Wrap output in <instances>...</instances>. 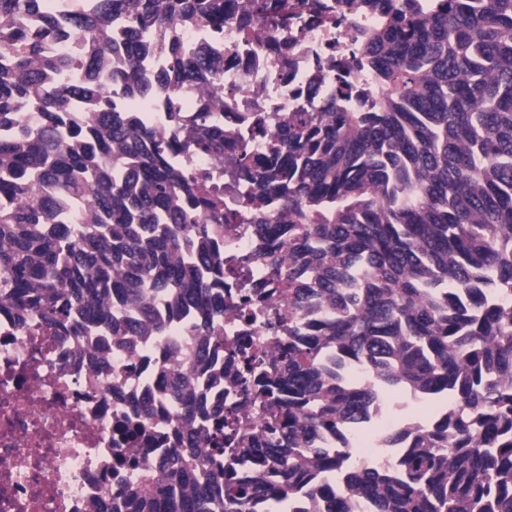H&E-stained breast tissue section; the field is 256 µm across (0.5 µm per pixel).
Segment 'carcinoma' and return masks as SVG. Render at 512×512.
Listing matches in <instances>:
<instances>
[{
    "instance_id": "carcinoma-1",
    "label": "carcinoma",
    "mask_w": 512,
    "mask_h": 512,
    "mask_svg": "<svg viewBox=\"0 0 512 512\" xmlns=\"http://www.w3.org/2000/svg\"><path fill=\"white\" fill-rule=\"evenodd\" d=\"M378 15L356 53L381 104L349 106L343 77L294 112L247 170L248 215L224 211L205 174L172 156L187 141L224 156L223 69L177 30L224 33V0H0V313L38 314L64 336L92 326L137 353L184 318L166 343L159 394L127 398L133 439L165 423L159 456L115 458L136 473L112 489V512H256L304 498L314 512H512V0H351ZM252 11L271 28L290 0ZM126 27L112 33V18ZM69 43V55L54 46ZM162 55L155 79L141 61ZM121 55L127 68H112ZM75 70L77 79L56 77ZM203 80L194 119L172 131L112 104ZM86 108L81 122L70 107ZM24 112L41 113L28 123ZM279 198L269 212L265 199ZM255 225L277 284L266 326L274 352L242 342L224 356V225ZM235 368L260 419L197 381ZM361 362L358 385L338 366ZM405 387L449 402L386 467L361 466L349 429L380 392ZM331 434L339 448H318Z\"/></svg>"
}]
</instances>
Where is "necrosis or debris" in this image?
I'll use <instances>...</instances> for the list:
<instances>
[{"mask_svg": "<svg viewBox=\"0 0 512 512\" xmlns=\"http://www.w3.org/2000/svg\"><path fill=\"white\" fill-rule=\"evenodd\" d=\"M318 4L322 12L335 14V25L310 24L305 8L276 32L259 22L246 30L232 22L224 25L215 51L224 61L226 104L212 115L226 134L224 159L182 150L173 160L213 176L224 189L225 208L247 204L249 185L239 174L240 154L263 153L264 143L250 137L245 116L260 111L277 123L289 113L310 109L336 84L333 55L352 53L359 31L376 22L356 14L349 0ZM200 104L197 87L189 86L174 99L161 92L137 108L147 126L163 133L169 112H195ZM236 301L233 280H225V342L247 337L275 348L277 340L265 325L264 300H254L247 323L237 317ZM95 342L92 336L53 335L37 316L21 327L0 314V512H97L106 487L118 480L117 474L104 471V459L123 446L144 453V443H124L116 425L125 404L105 396L86 364L84 352ZM158 356L157 342L149 339L137 355L113 351L108 367L127 395L140 396L157 388L153 364ZM390 407V401L378 398L370 425L351 430L356 462L382 463V417Z\"/></svg>", "mask_w": 512, "mask_h": 512, "instance_id": "obj_1", "label": "necrosis or debris"}]
</instances>
